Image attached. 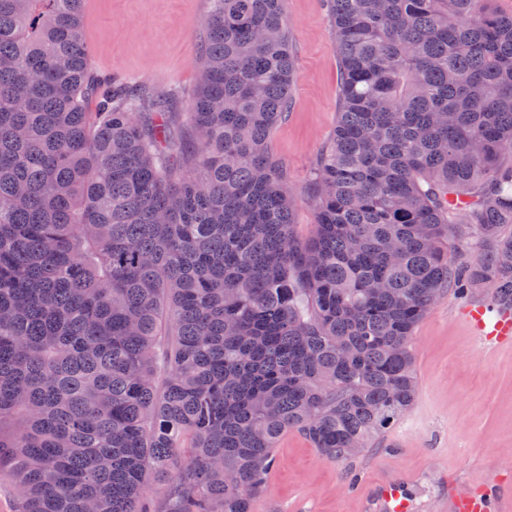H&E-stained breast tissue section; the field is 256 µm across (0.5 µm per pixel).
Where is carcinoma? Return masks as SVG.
<instances>
[{
    "instance_id": "carcinoma-1",
    "label": "carcinoma",
    "mask_w": 512,
    "mask_h": 512,
    "mask_svg": "<svg viewBox=\"0 0 512 512\" xmlns=\"http://www.w3.org/2000/svg\"><path fill=\"white\" fill-rule=\"evenodd\" d=\"M210 2L177 135L170 92L101 88L84 0H0V472L22 512H254L285 432L344 464L405 415L441 297L512 306V15L326 0L340 106L301 241L268 151L282 0Z\"/></svg>"
}]
</instances>
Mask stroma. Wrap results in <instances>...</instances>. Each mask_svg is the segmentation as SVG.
Wrapping results in <instances>:
<instances>
[{
    "instance_id": "obj_1",
    "label": "stroma",
    "mask_w": 512,
    "mask_h": 512,
    "mask_svg": "<svg viewBox=\"0 0 512 512\" xmlns=\"http://www.w3.org/2000/svg\"><path fill=\"white\" fill-rule=\"evenodd\" d=\"M209 0H85L91 70L187 99L195 91L197 33ZM295 58L292 105L269 141L297 195L299 239L312 236L310 173L336 130V42L323 0H283ZM490 291L448 293L412 339L418 390L411 410L376 447L341 465L298 432L283 434L256 512H377L378 485L400 481L409 512H448V499L487 480L512 486V346H482L462 322L464 302Z\"/></svg>"
}]
</instances>
